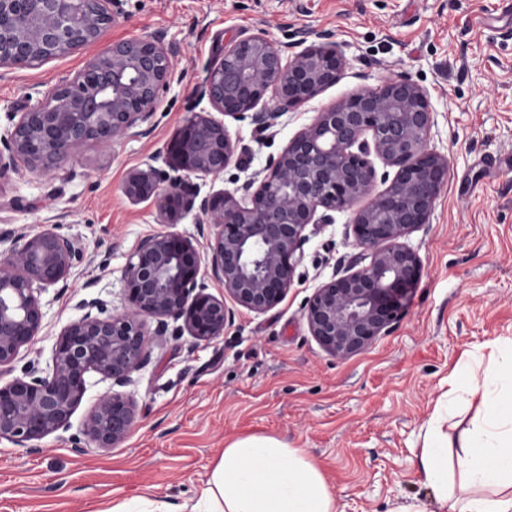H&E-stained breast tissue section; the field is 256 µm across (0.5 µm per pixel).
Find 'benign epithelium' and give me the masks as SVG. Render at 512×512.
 I'll use <instances>...</instances> for the list:
<instances>
[{
	"label": "benign epithelium",
	"instance_id": "7a95c632",
	"mask_svg": "<svg viewBox=\"0 0 512 512\" xmlns=\"http://www.w3.org/2000/svg\"><path fill=\"white\" fill-rule=\"evenodd\" d=\"M116 0H0V68L34 66L104 38L116 22ZM304 48L289 59L258 32L232 41L206 78L204 94L223 116L274 127L339 81L346 57L329 30L301 31ZM176 50L159 36L113 44L42 100L12 113L0 135V177L18 163L50 174L80 147L107 149L140 129L174 75ZM269 99L273 106H262ZM425 88L405 76L387 77L325 107L269 160L264 175L233 190L197 199L188 177L220 176L237 145L224 121L194 115L172 145L170 177L152 164L132 171L124 194L152 199L168 224L198 210L196 232H157L140 239L124 270L127 306L114 312L86 300L80 318L58 333L52 369L29 365L0 385V439L35 450L38 442L71 427L90 385V374L111 388L88 414L83 433L99 448H114L136 425V406L116 390L148 361L149 337L188 333L208 343L234 318L227 301L264 314L294 284L308 226L334 223L336 211H353L355 244L340 276L315 289L304 317L329 355L348 358L387 335L417 286L422 260L406 243L429 223L448 183V157L428 147L433 123ZM396 168L377 190L370 156ZM169 183L168 188L160 184ZM11 247L0 253V368L39 335V293L66 281L85 262L80 243L54 229L0 231ZM224 289L218 298L205 279ZM155 328H150V323Z\"/></svg>",
	"mask_w": 512,
	"mask_h": 512
}]
</instances>
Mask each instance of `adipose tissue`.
<instances>
[{
    "mask_svg": "<svg viewBox=\"0 0 512 512\" xmlns=\"http://www.w3.org/2000/svg\"><path fill=\"white\" fill-rule=\"evenodd\" d=\"M448 390L435 403L421 446L415 451L431 501L407 496L390 512H512V337L494 341L488 365ZM462 402L468 421L448 431V406ZM188 512H338L336 499L305 449L273 436L250 435L231 442Z\"/></svg>",
    "mask_w": 512,
    "mask_h": 512,
    "instance_id": "1",
    "label": "adipose tissue"
}]
</instances>
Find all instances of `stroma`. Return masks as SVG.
I'll return each instance as SVG.
<instances>
[{"label": "stroma", "instance_id": "1", "mask_svg": "<svg viewBox=\"0 0 512 512\" xmlns=\"http://www.w3.org/2000/svg\"><path fill=\"white\" fill-rule=\"evenodd\" d=\"M105 37L38 66L0 70V128L28 100L43 99L113 43L156 34L176 47V73L145 122L146 133L110 150L89 144L52 174L0 179V229L57 225L77 239L86 263L67 286L40 295L43 329L0 384L28 363L48 369L57 335L80 318L82 300L118 311L123 271L136 242L164 231L152 201L123 192L127 175L173 140L194 114L215 108L201 93L231 41L262 31L284 56L293 30L332 31L348 60L342 79L277 126L258 132L225 118L239 160L223 175L195 178L200 196L262 174L325 106L383 79L405 76L430 94L428 146L447 155L448 183L428 224L408 245L423 272L402 319L347 359L311 336L304 307L315 288L356 253L352 212L310 234L286 299L265 314L236 308L223 337L151 339L148 364L126 388L137 422L115 448L83 436V422L109 382L91 385L69 432L37 450L0 439V512H104L142 496L182 512L234 440L273 436L319 464L338 512H386L419 492V433L454 367L512 336V0H119Z\"/></svg>", "mask_w": 512, "mask_h": 512}]
</instances>
